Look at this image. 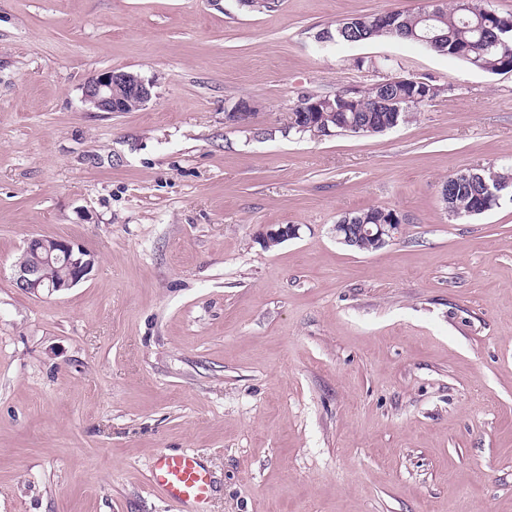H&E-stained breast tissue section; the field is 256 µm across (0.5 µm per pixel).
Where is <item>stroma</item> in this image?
I'll use <instances>...</instances> for the list:
<instances>
[{
    "label": "stroma",
    "instance_id": "1",
    "mask_svg": "<svg viewBox=\"0 0 512 512\" xmlns=\"http://www.w3.org/2000/svg\"><path fill=\"white\" fill-rule=\"evenodd\" d=\"M419 4L0 0V512H176L162 449L210 470L199 512H512V204L439 194L512 167V72L315 38ZM358 59L446 92L381 134L288 133L299 95L373 82ZM111 67L155 79L144 109L86 111ZM371 206L400 238L337 243ZM38 235L88 278L21 292ZM477 181L475 183L465 182L458 183L461 178L471 179L475 176V172L469 173H461L457 176L449 177L448 181L444 182L440 189L441 199L446 203H448V196L454 192V187L456 185V191L452 197V208H453V217L464 218L471 217L475 215H480L482 213L474 212L475 208V197L477 191V187H481V179L489 184H493L494 182H511L512 185V173H509L505 170L496 169L495 167L489 168L486 171H482L478 174Z\"/></svg>",
    "mask_w": 512,
    "mask_h": 512
}]
</instances>
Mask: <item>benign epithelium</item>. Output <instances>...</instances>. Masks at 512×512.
Listing matches in <instances>:
<instances>
[{
	"label": "benign epithelium",
	"mask_w": 512,
	"mask_h": 512,
	"mask_svg": "<svg viewBox=\"0 0 512 512\" xmlns=\"http://www.w3.org/2000/svg\"><path fill=\"white\" fill-rule=\"evenodd\" d=\"M155 81L141 74L122 68H109L89 78L82 87V102L90 112H134L143 109L153 98ZM331 103L324 97L306 98L290 115L289 126L304 131L320 120L317 109ZM402 219L392 214V219L378 224H337L336 240L343 245L356 246L362 240L379 248L396 241L402 234ZM299 235V225L281 224L263 238L270 244ZM28 259L16 265V287L21 291L40 296L67 290L90 274L94 261L86 250L69 240L33 236L26 246ZM59 265V273L51 278L47 269Z\"/></svg>",
	"instance_id": "7a95c632"
}]
</instances>
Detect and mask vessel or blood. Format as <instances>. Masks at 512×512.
<instances>
[{
  "label": "vessel or blood",
  "instance_id": "b4317fda",
  "mask_svg": "<svg viewBox=\"0 0 512 512\" xmlns=\"http://www.w3.org/2000/svg\"><path fill=\"white\" fill-rule=\"evenodd\" d=\"M149 482L178 512H189L191 507L206 501L212 489L207 467L196 454L184 451H159Z\"/></svg>",
  "mask_w": 512,
  "mask_h": 512
}]
</instances>
